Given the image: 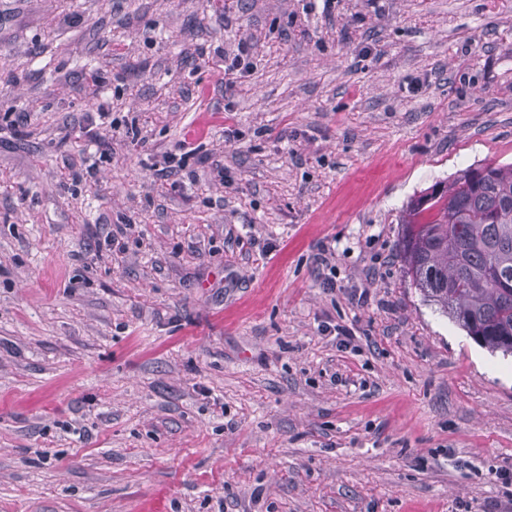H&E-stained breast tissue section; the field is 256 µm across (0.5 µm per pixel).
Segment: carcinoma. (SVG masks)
Here are the masks:
<instances>
[{"label": "carcinoma", "mask_w": 512, "mask_h": 512, "mask_svg": "<svg viewBox=\"0 0 512 512\" xmlns=\"http://www.w3.org/2000/svg\"><path fill=\"white\" fill-rule=\"evenodd\" d=\"M409 285L488 351L512 356V163L473 164L410 201Z\"/></svg>", "instance_id": "cac0c4a2"}]
</instances>
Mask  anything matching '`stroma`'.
I'll return each mask as SVG.
<instances>
[{"label": "stroma", "mask_w": 512, "mask_h": 512, "mask_svg": "<svg viewBox=\"0 0 512 512\" xmlns=\"http://www.w3.org/2000/svg\"><path fill=\"white\" fill-rule=\"evenodd\" d=\"M480 162L512 0H0V512H512V357L394 258ZM224 50V95L229 94L241 78L250 73L254 67L253 50L250 43L240 41L230 61Z\"/></svg>", "instance_id": "stroma-1"}]
</instances>
